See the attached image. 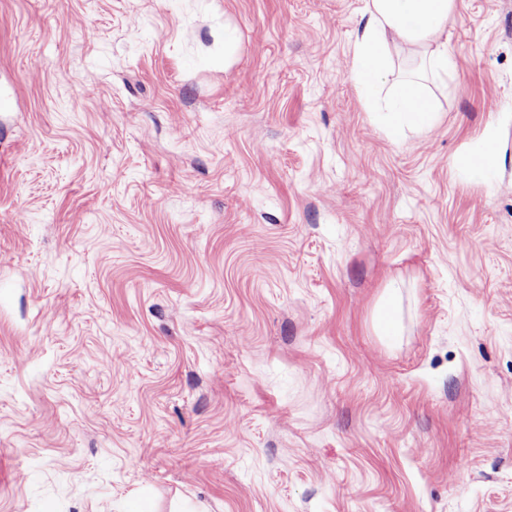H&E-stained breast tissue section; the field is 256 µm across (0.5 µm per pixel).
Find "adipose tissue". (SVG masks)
Masks as SVG:
<instances>
[{
  "instance_id": "adipose-tissue-1",
  "label": "adipose tissue",
  "mask_w": 512,
  "mask_h": 512,
  "mask_svg": "<svg viewBox=\"0 0 512 512\" xmlns=\"http://www.w3.org/2000/svg\"><path fill=\"white\" fill-rule=\"evenodd\" d=\"M456 0H366L367 21L354 45L353 76L369 87L394 67V52L404 48L429 72L448 68V20ZM376 117L391 138L405 130H423L435 120L430 101L419 88L418 75L401 80Z\"/></svg>"
}]
</instances>
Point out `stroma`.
I'll return each instance as SVG.
<instances>
[{
    "mask_svg": "<svg viewBox=\"0 0 512 512\" xmlns=\"http://www.w3.org/2000/svg\"><path fill=\"white\" fill-rule=\"evenodd\" d=\"M364 12L0 0V512H512V0ZM456 0H367L368 15L354 45L353 76L364 89L394 67L406 48L430 73L448 69V19ZM419 79L420 75L412 74L401 80L392 97L376 108V117L391 138H400L406 128L424 130L436 119L419 88Z\"/></svg>",
    "mask_w": 512,
    "mask_h": 512,
    "instance_id": "35a3bbf8",
    "label": "stroma"
}]
</instances>
